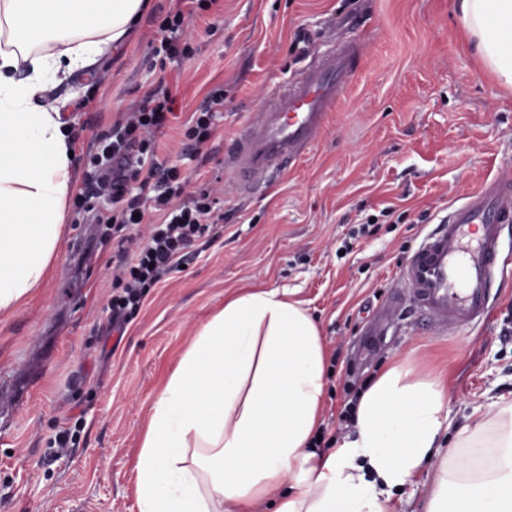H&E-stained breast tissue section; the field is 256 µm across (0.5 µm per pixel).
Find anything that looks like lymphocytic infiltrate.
<instances>
[{"label": "lymphocytic infiltrate", "instance_id": "f902f5d3", "mask_svg": "<svg viewBox=\"0 0 512 512\" xmlns=\"http://www.w3.org/2000/svg\"><path fill=\"white\" fill-rule=\"evenodd\" d=\"M216 0H189L187 11L167 15L159 24V46L152 54L160 63L191 58L194 49L183 40L185 14L210 9ZM175 100L157 84L117 120L110 133L97 139L89 160V193L75 206L88 210L90 196H105L112 210L95 215L100 246L115 244L119 259L112 268L108 299L110 328L122 327L141 306L151 288L165 279L197 238L222 221L220 200L208 189L190 190L177 166L157 158V138L169 122ZM224 109V89L214 88L204 105L184 125L193 152L212 139L217 112Z\"/></svg>", "mask_w": 512, "mask_h": 512}]
</instances>
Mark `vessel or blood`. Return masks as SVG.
<instances>
[{"label": "vessel or blood", "instance_id": "b4317fda", "mask_svg": "<svg viewBox=\"0 0 512 512\" xmlns=\"http://www.w3.org/2000/svg\"><path fill=\"white\" fill-rule=\"evenodd\" d=\"M357 59L353 42L331 45L265 99L224 150V169L239 193L255 192L274 176L288 174L318 142L330 108L356 72ZM509 226L512 178L484 182L452 207L401 265L392 306L411 304L431 324L452 332L484 321L493 288L512 266V256L503 251Z\"/></svg>", "mask_w": 512, "mask_h": 512}]
</instances>
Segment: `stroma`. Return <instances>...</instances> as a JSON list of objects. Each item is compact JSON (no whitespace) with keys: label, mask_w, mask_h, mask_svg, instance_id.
<instances>
[{"label":"stroma","mask_w":512,"mask_h":512,"mask_svg":"<svg viewBox=\"0 0 512 512\" xmlns=\"http://www.w3.org/2000/svg\"><path fill=\"white\" fill-rule=\"evenodd\" d=\"M151 3L97 79L77 74L49 93L78 98L74 189H85L94 137L162 80L178 118L158 156L191 186L218 190L223 226L151 289L119 337L105 329L116 250L99 246L96 225L65 224L49 279L0 316V384L23 397L15 409L0 398V512H139L135 459L149 408L197 331L244 288L293 289L318 323L326 438L349 430L358 389L396 364L447 387L454 430L511 401L512 279L486 321L460 333L384 307L400 265L449 207L512 175V90L471 49L453 0H217L185 22L194 56L163 70L150 44L177 2ZM345 38L359 66L318 143L266 194L239 195L224 174L225 142L275 86ZM218 84L211 153L191 156L183 122ZM367 221L371 235L350 241ZM71 426L74 445L58 450Z\"/></svg>","instance_id":"35a3bbf8"}]
</instances>
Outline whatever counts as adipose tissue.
Listing matches in <instances>:
<instances>
[{
  "mask_svg": "<svg viewBox=\"0 0 512 512\" xmlns=\"http://www.w3.org/2000/svg\"><path fill=\"white\" fill-rule=\"evenodd\" d=\"M149 2L0 0V315L42 287L74 186L70 123L46 95L122 48ZM453 8L483 66L512 88V0ZM324 377L318 328L290 290L226 300L151 408L139 512H396L395 489L429 463L424 512H512V401L474 412L444 452L446 390L393 367L362 392L352 434L324 452L313 446Z\"/></svg>",
  "mask_w": 512,
  "mask_h": 512,
  "instance_id": "1",
  "label": "adipose tissue"
}]
</instances>
